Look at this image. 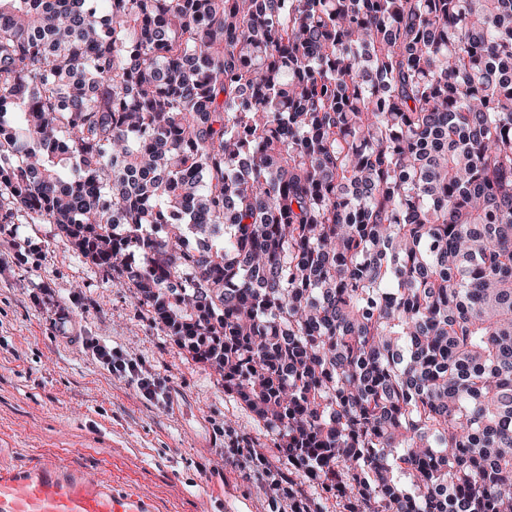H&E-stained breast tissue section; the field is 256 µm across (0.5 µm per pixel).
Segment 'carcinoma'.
Instances as JSON below:
<instances>
[{
  "instance_id": "obj_1",
  "label": "carcinoma",
  "mask_w": 512,
  "mask_h": 512,
  "mask_svg": "<svg viewBox=\"0 0 512 512\" xmlns=\"http://www.w3.org/2000/svg\"><path fill=\"white\" fill-rule=\"evenodd\" d=\"M17 213L215 370L291 512H512V0H0Z\"/></svg>"
}]
</instances>
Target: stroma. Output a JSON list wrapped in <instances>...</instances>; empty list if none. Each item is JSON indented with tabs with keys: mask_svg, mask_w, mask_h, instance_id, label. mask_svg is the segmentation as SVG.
Returning <instances> with one entry per match:
<instances>
[{
	"mask_svg": "<svg viewBox=\"0 0 512 512\" xmlns=\"http://www.w3.org/2000/svg\"><path fill=\"white\" fill-rule=\"evenodd\" d=\"M165 377L170 401L144 400L86 339ZM261 425L216 375L55 238L49 224L0 226V457L56 456L154 498L156 512H289L259 493L265 473L232 455Z\"/></svg>",
	"mask_w": 512,
	"mask_h": 512,
	"instance_id": "35a3bbf8",
	"label": "stroma"
}]
</instances>
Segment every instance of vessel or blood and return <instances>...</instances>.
Returning <instances> with one entry per match:
<instances>
[{
	"mask_svg": "<svg viewBox=\"0 0 512 512\" xmlns=\"http://www.w3.org/2000/svg\"><path fill=\"white\" fill-rule=\"evenodd\" d=\"M0 512H154L137 487L89 478L74 466L47 459L0 467Z\"/></svg>",
	"mask_w": 512,
	"mask_h": 512,
	"instance_id": "obj_1",
	"label": "vessel or blood"
}]
</instances>
